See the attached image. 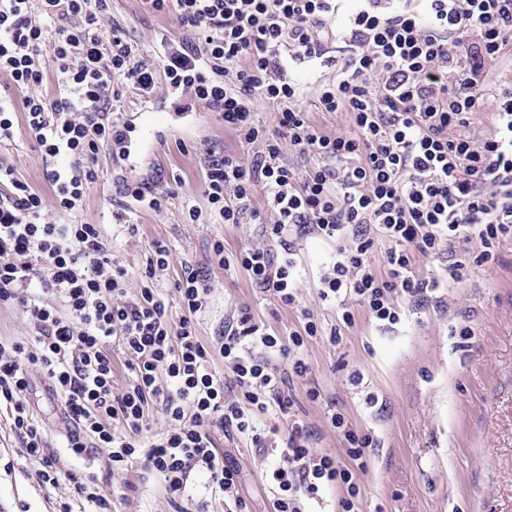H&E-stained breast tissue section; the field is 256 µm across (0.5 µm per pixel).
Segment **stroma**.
<instances>
[{"mask_svg": "<svg viewBox=\"0 0 512 512\" xmlns=\"http://www.w3.org/2000/svg\"><path fill=\"white\" fill-rule=\"evenodd\" d=\"M112 14L146 53L162 41L184 36L174 17L149 14L141 0H112ZM290 74L304 86L302 106L317 124L332 133L347 129L344 114L315 109L314 90L326 77L323 69L297 63ZM112 117L145 128L136 155L137 174L180 184L181 190L163 213L139 207L121 195L116 164L104 151L97 158L101 178L71 223L103 225L116 255L132 271L138 270L152 241L166 243L171 257L160 286L169 295L183 264L205 261L211 241L223 240L229 253L260 244L254 224L183 221L185 206H208L200 191V140L211 142L219 152L239 148L217 113L199 105L183 117L170 111L165 89L147 99L127 89ZM0 159L35 189L48 192L42 161L27 132L0 148ZM119 215L124 218L120 224L115 221ZM127 222L138 225L137 235L124 230ZM294 246L300 300L324 330L305 344L310 373L296 382L294 394L299 414L314 434V450L341 452L339 439L326 423L331 410L375 438L360 477L359 512H512V241L500 246L495 262L473 270L447 296L406 314L398 325L381 327L363 308L353 307L354 323L335 346L326 332L339 317L315 289L334 245L308 236ZM211 280L207 305L194 317L206 346L216 347L225 319L241 304L250 305L255 316L276 331L285 334L299 328L298 312L254 290L242 269L212 266ZM464 326L470 328V337L457 335V328ZM354 370L363 376L356 386L349 380ZM311 388L318 391V399L308 397ZM370 393L376 405H366ZM25 397L61 469L94 476L106 485L113 496L112 512H173L178 506L183 512H224L222 498L211 493L206 474H194L176 501L166 483L143 466L110 475L107 449L71 456L65 446L70 423L60 399L49 392L39 373H32ZM215 445L225 462L237 467V492L252 512H273V495L263 476L265 462L249 440L219 430ZM18 446L8 416L0 415V512H55L60 498L69 493L67 484L54 489L38 484L37 462L17 456Z\"/></svg>", "mask_w": 512, "mask_h": 512, "instance_id": "obj_1", "label": "stroma"}]
</instances>
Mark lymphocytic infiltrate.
<instances>
[{
    "instance_id": "obj_1",
    "label": "lymphocytic infiltrate",
    "mask_w": 512,
    "mask_h": 512,
    "mask_svg": "<svg viewBox=\"0 0 512 512\" xmlns=\"http://www.w3.org/2000/svg\"><path fill=\"white\" fill-rule=\"evenodd\" d=\"M147 2L186 31L153 60L113 26L112 0H0V75L12 91L0 95V145L14 141L15 114L24 112L55 208L71 215L100 179L98 154L124 157L131 126L112 118L123 88L147 96L166 85L181 89L187 105L206 104L250 151L219 155L201 143L208 206L189 207L185 219L258 225L261 244L229 254L217 240L209 259L241 268L253 288L297 309L301 327L281 335L242 305L211 350L193 321L210 293L206 266L185 264L167 295L157 283L170 250L154 242L137 274L141 286L129 293V271L102 225L49 218L44 196L0 162V303L19 304L31 327L27 339L0 340V406L19 453L38 461L42 486L68 482L57 512H84L87 504L112 512L110 491L93 477L62 472L47 448L24 396L35 370L63 402L73 456L109 449L113 473L143 462L174 494L202 472L222 494L224 512H250L234 493L239 471L224 464L212 435L230 429L268 458L274 512H305L331 488L340 512H357L373 436L333 411L327 424L345 456L314 452L292 394L309 373L303 348L322 330L300 306L292 239L335 242L316 288L340 312L341 326L353 325L355 304L381 326L397 325L404 306L446 294L494 261L512 239V84L496 82L494 72L512 59V0ZM338 42L345 55H329ZM305 60L329 69L316 107L346 113V132H327L303 109L304 88L287 70ZM50 82L56 93H46ZM259 99L276 105L272 122L259 119ZM480 112L491 113L494 125L483 139L470 131ZM120 188L158 213L176 195L145 178ZM379 238L389 247L378 266L370 254ZM460 241L468 248L459 258ZM417 255L448 262L423 279L414 271ZM176 305L184 311L177 321ZM116 347L129 373L118 393ZM273 412L288 422L282 448L259 423ZM157 417L166 427L147 438Z\"/></svg>"
}]
</instances>
